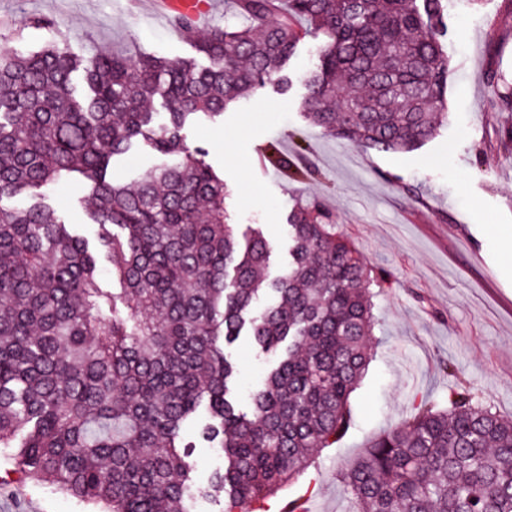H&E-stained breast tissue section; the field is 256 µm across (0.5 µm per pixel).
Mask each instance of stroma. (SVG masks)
Returning <instances> with one entry per match:
<instances>
[{
    "label": "stroma",
    "instance_id": "obj_1",
    "mask_svg": "<svg viewBox=\"0 0 512 512\" xmlns=\"http://www.w3.org/2000/svg\"><path fill=\"white\" fill-rule=\"evenodd\" d=\"M451 13L448 119L418 149L385 153L324 134L303 117L297 85L285 93L265 86L222 118L182 130L223 179L237 232L258 224L272 241L269 276L288 265L286 218L300 197L320 200L367 263L388 274L378 286L374 357L351 398L355 424L319 449L306 481L280 492V502L299 498L311 482L313 512H350L342 464L409 420L421 401L443 402L455 379L512 416V258L502 245L512 235V150L502 144L512 112L491 105L487 84L493 69L512 82V0L455 2ZM38 17L51 27H32ZM60 38L84 56L107 49L207 63L193 37L152 0H0V46L24 50ZM272 143L289 155L305 150L320 179L299 182L265 165L262 152ZM47 198L65 223L96 237L73 183L50 187ZM226 354L239 369V401L247 403L274 359L244 338ZM0 512L100 508L17 476L0 484Z\"/></svg>",
    "mask_w": 512,
    "mask_h": 512
}]
</instances>
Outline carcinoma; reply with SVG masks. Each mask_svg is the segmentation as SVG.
Segmentation results:
<instances>
[{"instance_id": "cac0c4a2", "label": "carcinoma", "mask_w": 512, "mask_h": 512, "mask_svg": "<svg viewBox=\"0 0 512 512\" xmlns=\"http://www.w3.org/2000/svg\"><path fill=\"white\" fill-rule=\"evenodd\" d=\"M232 2L242 24L197 39L201 68L78 56L64 39L0 48V200H22L0 206V447L17 449L25 477L107 512H192L202 490L184 430L200 421L224 451L212 483L224 512L277 497L348 432L370 363L373 285L386 275L308 199L288 213V270L268 278L272 243L258 228L236 237L224 181L184 142L186 123L271 82L288 90L283 67L306 36L323 44L300 81L303 116L325 134L408 152L447 119L444 0ZM488 84L511 111L512 85L495 71ZM140 141L159 162L131 186L109 178ZM264 161L319 176L301 151ZM62 181L81 185L99 245L47 203L43 189ZM101 248L118 293L100 287ZM244 334L276 357L246 409L224 354ZM342 477L357 512H512V418L458 385L374 438Z\"/></svg>"}]
</instances>
